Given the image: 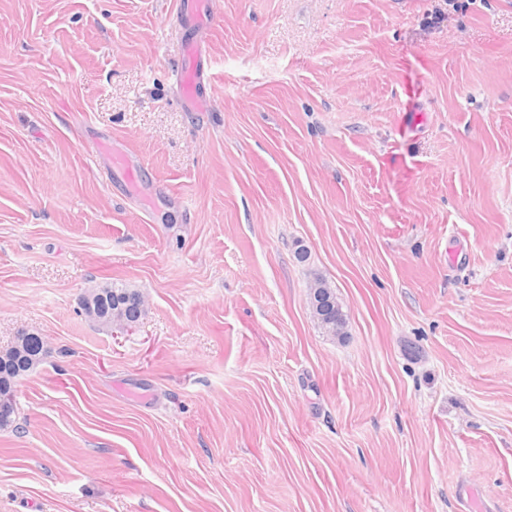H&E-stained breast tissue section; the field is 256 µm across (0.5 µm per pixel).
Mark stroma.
Returning <instances> with one entry per match:
<instances>
[{
	"instance_id": "1",
	"label": "stroma",
	"mask_w": 512,
	"mask_h": 512,
	"mask_svg": "<svg viewBox=\"0 0 512 512\" xmlns=\"http://www.w3.org/2000/svg\"><path fill=\"white\" fill-rule=\"evenodd\" d=\"M442 4L212 0L192 112L179 0H0V512H512V0ZM100 145L105 148L112 168L123 172L126 185L129 189L135 188L141 180V171L131 164L124 152L112 146V143L102 142ZM318 288H326L330 294L326 291L320 290L317 292V298L314 297V293ZM321 292V293H320ZM332 302L336 305V293L332 285L322 278L321 276H314L310 286V305L312 308V316L316 320L318 327L323 330L327 336L336 338V327L333 329L330 325H335L336 322V311L333 308ZM320 303L319 310H316V305ZM318 314H325V317L320 320ZM90 289L91 305L83 297L84 310L101 327L112 330L114 324H125L133 329L145 316V306L139 303L143 293L136 288L112 283ZM48 356L43 338L36 333L19 336L15 345L0 352V396H9L10 414L0 430L14 429L18 415L14 388Z\"/></svg>"
}]
</instances>
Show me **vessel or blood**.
Segmentation results:
<instances>
[{
    "label": "vessel or blood",
    "mask_w": 512,
    "mask_h": 512,
    "mask_svg": "<svg viewBox=\"0 0 512 512\" xmlns=\"http://www.w3.org/2000/svg\"><path fill=\"white\" fill-rule=\"evenodd\" d=\"M211 0H182L180 11L191 29L186 37L181 66L177 73L179 95L182 103L189 111H197L201 103V90L212 84L213 77L209 71L204 54L199 30L204 20H207ZM112 168L121 170L128 188H135L141 180V171L131 164L124 152L107 147Z\"/></svg>",
    "instance_id": "vessel-or-blood-1"
}]
</instances>
